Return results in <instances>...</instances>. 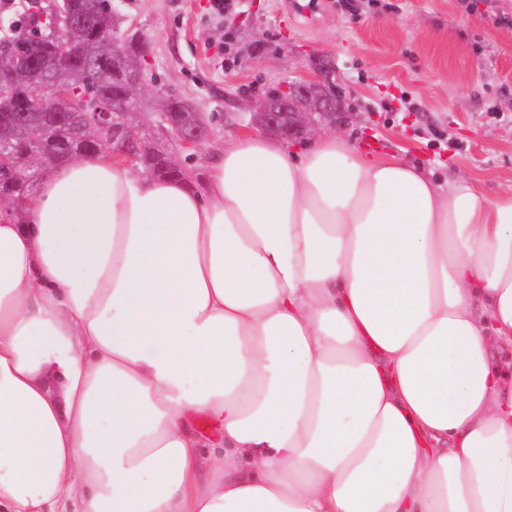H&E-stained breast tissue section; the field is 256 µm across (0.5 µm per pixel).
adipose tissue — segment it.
<instances>
[{
	"mask_svg": "<svg viewBox=\"0 0 512 512\" xmlns=\"http://www.w3.org/2000/svg\"><path fill=\"white\" fill-rule=\"evenodd\" d=\"M510 346L512 194L333 135L94 154L0 212V512H512Z\"/></svg>",
	"mask_w": 512,
	"mask_h": 512,
	"instance_id": "obj_1",
	"label": "adipose tissue"
}]
</instances>
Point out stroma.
I'll use <instances>...</instances> for the list:
<instances>
[{
  "instance_id": "1",
  "label": "stroma",
  "mask_w": 512,
  "mask_h": 512,
  "mask_svg": "<svg viewBox=\"0 0 512 512\" xmlns=\"http://www.w3.org/2000/svg\"><path fill=\"white\" fill-rule=\"evenodd\" d=\"M392 7L339 0H240L216 22L209 0H112L122 27L151 42L141 63L143 129L162 92L190 102L213 134L198 149L172 146L203 176L225 136L250 130L247 101L292 81L325 78L347 122L316 129L310 144L344 138L362 151L404 158L441 182L474 181L486 194L512 191V0L495 14L461 0H390Z\"/></svg>"
}]
</instances>
